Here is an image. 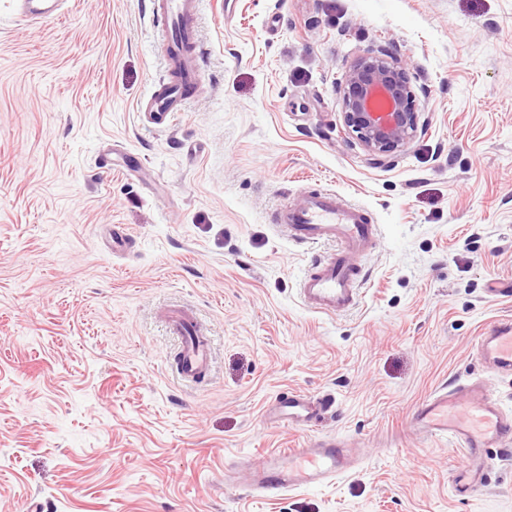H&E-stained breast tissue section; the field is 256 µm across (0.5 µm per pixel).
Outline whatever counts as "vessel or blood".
<instances>
[{"label":"vessel or blood","mask_w":512,"mask_h":512,"mask_svg":"<svg viewBox=\"0 0 512 512\" xmlns=\"http://www.w3.org/2000/svg\"><path fill=\"white\" fill-rule=\"evenodd\" d=\"M61 0H21L22 19L50 18ZM200 0H154L152 12L163 29L169 78L160 80L139 111L164 122L181 111L199 80L195 60V18ZM272 223L285 229L297 243L331 244L334 252L312 260L300 281L304 305L315 313L336 315L355 305L360 287L359 263L375 244L379 230L370 213L359 206H341L334 193L301 191L296 203L281 206ZM167 328L178 336V371L182 380L193 382L207 372L212 360V341L202 325L180 310L172 311ZM480 356L487 369L512 374V322L495 323L480 338ZM278 422L300 427L323 417L331 407L325 398L300 392L277 397ZM410 428L415 434L443 438L464 457L454 478L456 495L468 497L486 483L489 453L498 449L512 456V414L503 412L498 399L481 380H467L435 391L414 412ZM357 464L347 442L327 435L306 448L267 453L251 476V488L260 495H281L300 488L334 482Z\"/></svg>","instance_id":"vessel-or-blood-1"}]
</instances>
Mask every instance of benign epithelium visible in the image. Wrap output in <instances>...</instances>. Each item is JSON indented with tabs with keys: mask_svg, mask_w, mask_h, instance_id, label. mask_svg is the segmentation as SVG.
<instances>
[{
	"mask_svg": "<svg viewBox=\"0 0 512 512\" xmlns=\"http://www.w3.org/2000/svg\"><path fill=\"white\" fill-rule=\"evenodd\" d=\"M343 123L374 157L403 151L418 115L404 65L388 51H369L348 67L341 93Z\"/></svg>",
	"mask_w": 512,
	"mask_h": 512,
	"instance_id": "1",
	"label": "benign epithelium"
}]
</instances>
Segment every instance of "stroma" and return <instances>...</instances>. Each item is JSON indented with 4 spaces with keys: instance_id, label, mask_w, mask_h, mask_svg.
<instances>
[{
    "instance_id": "obj_1",
    "label": "stroma",
    "mask_w": 512,
    "mask_h": 512,
    "mask_svg": "<svg viewBox=\"0 0 512 512\" xmlns=\"http://www.w3.org/2000/svg\"><path fill=\"white\" fill-rule=\"evenodd\" d=\"M203 90L154 123L166 74L152 0H64L27 25L0 0V512H512V460L456 496L448 442L416 407L486 379L484 330L512 319V0H202ZM387 46L419 112L376 161L346 130L340 87ZM311 186L380 227L350 312L306 309L319 249L270 224ZM130 238L112 248V227ZM207 322L212 367L176 375L161 311ZM288 390L334 404L297 429ZM326 434L360 439L334 483L261 498L240 458Z\"/></svg>"
}]
</instances>
